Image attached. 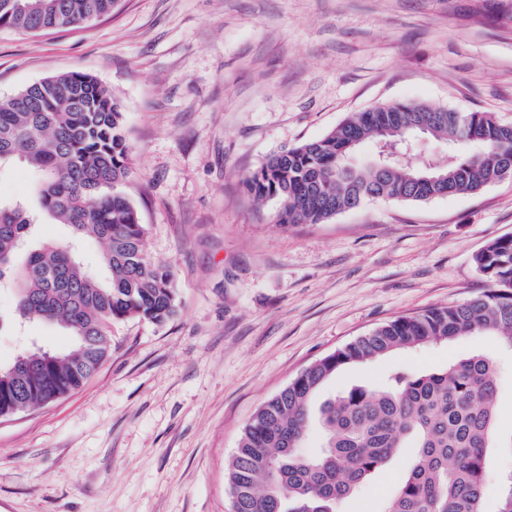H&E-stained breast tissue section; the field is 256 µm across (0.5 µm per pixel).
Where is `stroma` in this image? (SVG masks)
Listing matches in <instances>:
<instances>
[{
	"instance_id": "35a3bbf8",
	"label": "stroma",
	"mask_w": 512,
	"mask_h": 512,
	"mask_svg": "<svg viewBox=\"0 0 512 512\" xmlns=\"http://www.w3.org/2000/svg\"><path fill=\"white\" fill-rule=\"evenodd\" d=\"M68 71L97 77L125 114L123 190L181 305L164 323H114L86 384L0 417V512H232L225 465L267 398L382 323L482 293L474 254L512 236V180L290 229L242 186L270 153L382 104L512 123V0H124L77 28H0V100ZM0 201L35 205L23 162L0 169ZM68 345L56 324L6 327L0 364ZM480 350L500 358L495 433L510 436L512 352L488 337L352 366L320 397ZM407 463L342 512H378Z\"/></svg>"
}]
</instances>
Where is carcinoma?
<instances>
[{"label":"carcinoma","instance_id":"1","mask_svg":"<svg viewBox=\"0 0 512 512\" xmlns=\"http://www.w3.org/2000/svg\"><path fill=\"white\" fill-rule=\"evenodd\" d=\"M121 0H0V27L39 34L110 15ZM422 127L452 144L445 167L393 163L378 174L365 164L349 181L345 155L372 141L400 144ZM24 161L37 176L40 209L78 240L100 245L98 270L77 247L28 252L18 275L14 319L62 325L65 353L29 350L0 367V416L45 405L81 387L111 347L112 323H163L178 311L173 273L144 250L146 225L122 186L131 174L124 115L94 76L57 74L0 100V167ZM512 129L492 112H458L398 102L352 113L323 137L270 154L247 175L257 201L279 203L277 222L322 224L373 199L423 202L476 193L512 179ZM34 232L30 212L0 203V280ZM489 289L461 304L397 317L313 362L264 401L244 427L225 466L236 512H338L365 481L403 448L413 449L402 481L382 512H483L490 479L488 448L498 409L496 358L474 352L438 370H393L383 385H354L313 411L322 385L340 370L461 337L494 336L512 348V236L490 239L474 256ZM323 446H297L311 420Z\"/></svg>","mask_w":512,"mask_h":512}]
</instances>
